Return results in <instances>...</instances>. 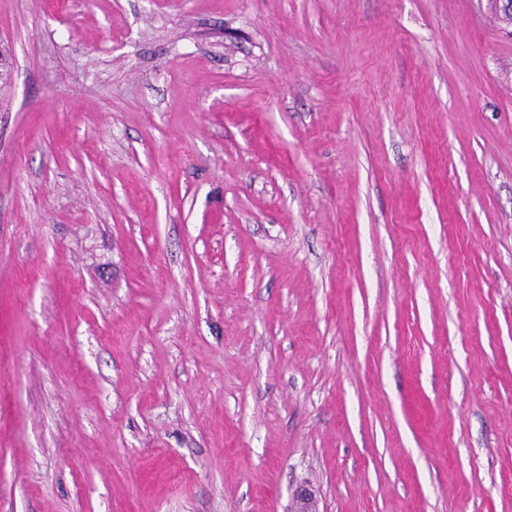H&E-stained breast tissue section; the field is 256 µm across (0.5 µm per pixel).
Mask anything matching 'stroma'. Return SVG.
Listing matches in <instances>:
<instances>
[{
  "label": "stroma",
  "instance_id": "35a3bbf8",
  "mask_svg": "<svg viewBox=\"0 0 512 512\" xmlns=\"http://www.w3.org/2000/svg\"><path fill=\"white\" fill-rule=\"evenodd\" d=\"M0 512H512L493 0H0Z\"/></svg>",
  "mask_w": 512,
  "mask_h": 512
}]
</instances>
